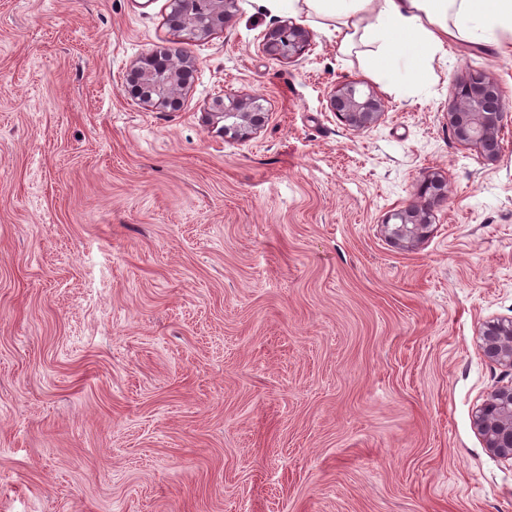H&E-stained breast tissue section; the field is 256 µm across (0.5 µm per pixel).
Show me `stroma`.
Instances as JSON below:
<instances>
[{
  "label": "stroma",
  "instance_id": "obj_1",
  "mask_svg": "<svg viewBox=\"0 0 512 512\" xmlns=\"http://www.w3.org/2000/svg\"><path fill=\"white\" fill-rule=\"evenodd\" d=\"M170 0H0V512H512V462L475 424L512 373V124L496 161L458 142L459 82L512 55L463 36L411 88L329 27L238 0L188 40ZM291 20L298 58L262 49ZM194 60L180 110L127 78ZM359 79L384 101L347 129ZM259 98L224 136L221 95ZM447 181L431 235L384 224ZM310 44V32L292 21L281 22L264 35L263 50L273 58L302 56ZM329 111L349 129L359 131L374 126L383 114V103L364 82L347 80L338 84L329 97ZM213 111L224 118V136L239 140H246L260 131L268 115L258 98L238 99L226 95L214 101ZM481 336L484 355L489 360L512 370V322L486 323Z\"/></svg>",
  "mask_w": 512,
  "mask_h": 512
}]
</instances>
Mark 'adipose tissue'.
<instances>
[{"instance_id":"obj_1","label":"adipose tissue","mask_w":512,"mask_h":512,"mask_svg":"<svg viewBox=\"0 0 512 512\" xmlns=\"http://www.w3.org/2000/svg\"><path fill=\"white\" fill-rule=\"evenodd\" d=\"M331 21L339 48L373 45L367 65L390 84L433 69L452 39L473 30L479 44L512 53V0H262Z\"/></svg>"}]
</instances>
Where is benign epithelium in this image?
<instances>
[{
    "instance_id": "benign-epithelium-1",
    "label": "benign epithelium",
    "mask_w": 512,
    "mask_h": 512,
    "mask_svg": "<svg viewBox=\"0 0 512 512\" xmlns=\"http://www.w3.org/2000/svg\"><path fill=\"white\" fill-rule=\"evenodd\" d=\"M235 0H209L203 14H187L185 23L174 21L189 40L207 37L232 17ZM310 44V32L291 21L281 22L264 35L263 50L273 58L302 56ZM162 48L145 53L135 71L146 93V104L167 107L181 103L184 86L182 74L194 67L192 61L177 57L160 64ZM213 111L224 118V136L246 140L260 131L267 121L258 99L231 96L214 101ZM329 111L349 129L359 131L374 126L380 119L383 103L377 93L361 81L338 84L329 97ZM512 122L505 111L498 83L483 74H474L458 85L457 104L448 112V127L455 139L480 146L489 161L498 157L499 136ZM447 182L440 176L424 179L419 195L427 198L422 205L412 203L390 215L386 224L390 240L401 248H412L430 234L432 205L447 197ZM482 350L491 361L512 370V322H489L482 331ZM476 425L487 446L504 460L512 461V382L493 391L476 415Z\"/></svg>"
}]
</instances>
